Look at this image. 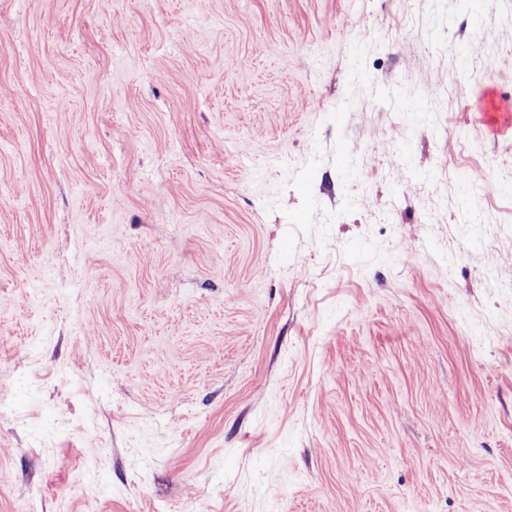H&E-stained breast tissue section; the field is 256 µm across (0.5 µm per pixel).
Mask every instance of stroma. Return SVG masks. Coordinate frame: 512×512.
Masks as SVG:
<instances>
[{
  "mask_svg": "<svg viewBox=\"0 0 512 512\" xmlns=\"http://www.w3.org/2000/svg\"><path fill=\"white\" fill-rule=\"evenodd\" d=\"M511 104L512 0H0V512H512Z\"/></svg>",
  "mask_w": 512,
  "mask_h": 512,
  "instance_id": "obj_1",
  "label": "stroma"
}]
</instances>
